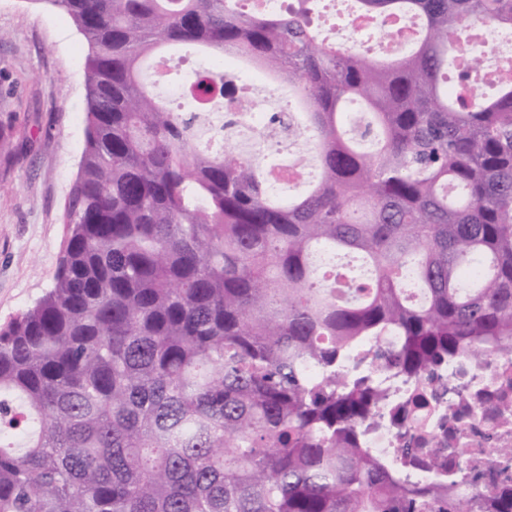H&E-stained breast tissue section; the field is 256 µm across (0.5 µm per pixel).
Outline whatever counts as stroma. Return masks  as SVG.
Segmentation results:
<instances>
[{
	"instance_id": "obj_1",
	"label": "stroma",
	"mask_w": 512,
	"mask_h": 512,
	"mask_svg": "<svg viewBox=\"0 0 512 512\" xmlns=\"http://www.w3.org/2000/svg\"><path fill=\"white\" fill-rule=\"evenodd\" d=\"M87 45L46 0H0V324L56 271L85 147Z\"/></svg>"
}]
</instances>
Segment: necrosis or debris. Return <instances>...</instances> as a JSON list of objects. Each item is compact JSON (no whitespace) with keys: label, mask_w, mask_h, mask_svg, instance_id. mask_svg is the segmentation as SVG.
Returning a JSON list of instances; mask_svg holds the SVG:
<instances>
[{"label":"necrosis or debris","mask_w":512,"mask_h":512,"mask_svg":"<svg viewBox=\"0 0 512 512\" xmlns=\"http://www.w3.org/2000/svg\"><path fill=\"white\" fill-rule=\"evenodd\" d=\"M346 29L351 45L377 28L386 35L379 46L391 53L405 48L415 21H380L352 15ZM277 90L259 80L242 93L204 112L200 135L209 143L231 139L247 157H265L299 144L281 136L272 123ZM393 397L382 404L383 424L365 438L374 456L397 461L399 479L419 488L430 485L431 470L408 462L409 456L436 454L450 488V500L467 512H498L501 490L512 491V347L474 359L459 357L422 382L409 384L384 375Z\"/></svg>","instance_id":"4bbe7bcc"}]
</instances>
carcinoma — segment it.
<instances>
[{"label": "carcinoma", "instance_id": "1", "mask_svg": "<svg viewBox=\"0 0 512 512\" xmlns=\"http://www.w3.org/2000/svg\"><path fill=\"white\" fill-rule=\"evenodd\" d=\"M49 2L88 45L85 147L53 283L0 325V512H448L360 440L388 396L373 367L416 378L512 338V79L487 95L465 46L512 30V0H355L420 20L392 60L322 38L315 0ZM174 44L292 84L304 193L197 148V112L141 80ZM230 92L204 70L189 97ZM322 249L365 281L324 277Z\"/></svg>", "mask_w": 512, "mask_h": 512}]
</instances>
